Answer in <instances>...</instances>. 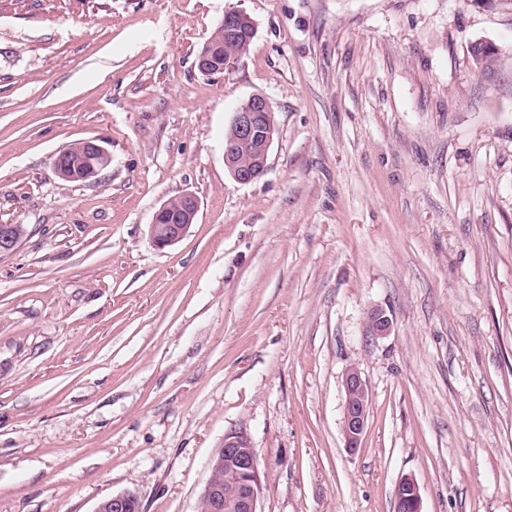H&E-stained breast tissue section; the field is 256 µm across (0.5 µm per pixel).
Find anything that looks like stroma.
Segmentation results:
<instances>
[{"label": "stroma", "instance_id": "35a3bbf8", "mask_svg": "<svg viewBox=\"0 0 512 512\" xmlns=\"http://www.w3.org/2000/svg\"><path fill=\"white\" fill-rule=\"evenodd\" d=\"M230 10L253 43L201 75ZM255 94L276 134L242 185L224 130ZM89 138L111 166L59 178ZM0 222L27 230L0 257V512H198L239 428L261 512H394L406 476L422 512H512V0H0ZM199 210V201L195 194L187 192L164 202L154 213L149 224L150 237L159 248L173 246L178 243L189 231ZM163 215V220L158 218ZM168 221L167 224H164ZM392 319L383 308H373L367 314L366 332L369 336L382 337L390 334ZM343 421L345 446L352 452L359 449L367 429L370 393L366 380L355 365L342 376ZM141 511L138 497L131 492L115 494L107 497L97 505L95 512H139Z\"/></svg>", "mask_w": 512, "mask_h": 512}]
</instances>
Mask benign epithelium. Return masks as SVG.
Returning a JSON list of instances; mask_svg holds the SVG:
<instances>
[{
    "mask_svg": "<svg viewBox=\"0 0 512 512\" xmlns=\"http://www.w3.org/2000/svg\"><path fill=\"white\" fill-rule=\"evenodd\" d=\"M254 23L237 10L224 14L216 24V31L228 38L238 37L245 27ZM271 103L262 95L250 96L233 113V136L224 142V164L232 178L240 184H249L260 178L274 141L275 126L270 118ZM82 153L73 157L68 145L53 158L55 173L63 180L78 176L88 179L97 176L112 163V155L97 139L81 141ZM250 147L252 157L243 165L237 159L238 149ZM199 210L195 194L187 192L164 202L154 213L149 224L150 237L159 248L173 246L189 231ZM163 218L161 224L158 218ZM21 224L0 223V256L12 253L23 236ZM392 319L382 308H373L367 314L366 332L382 337L390 334ZM343 421L345 446L352 452L359 449L367 429L370 393L366 380L355 365L342 376ZM211 477L200 494V505L205 512H258L262 490L260 464L251 438L243 430L225 433L224 443L210 460ZM396 512H422V496L418 483L410 476L400 479L395 488ZM95 512H141L138 497L125 492L107 497L97 505Z\"/></svg>",
    "mask_w": 512,
    "mask_h": 512,
    "instance_id": "1",
    "label": "benign epithelium"
}]
</instances>
